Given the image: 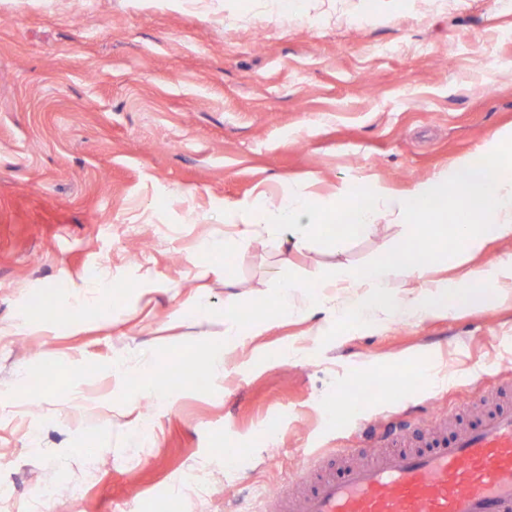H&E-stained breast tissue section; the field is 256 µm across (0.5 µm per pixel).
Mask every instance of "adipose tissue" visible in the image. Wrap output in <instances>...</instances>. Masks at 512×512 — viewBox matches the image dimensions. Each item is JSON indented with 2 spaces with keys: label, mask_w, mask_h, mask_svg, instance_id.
Returning <instances> with one entry per match:
<instances>
[{
  "label": "adipose tissue",
  "mask_w": 512,
  "mask_h": 512,
  "mask_svg": "<svg viewBox=\"0 0 512 512\" xmlns=\"http://www.w3.org/2000/svg\"><path fill=\"white\" fill-rule=\"evenodd\" d=\"M425 267L409 261L379 259L364 266L337 265L333 273L311 285L293 278H281L274 295L276 313L288 318L324 306L336 289L349 288L352 300L339 314L348 321L362 320L367 311H380L393 318L416 319L457 309L461 303L478 298L470 280L430 282ZM302 305H295V296Z\"/></svg>",
  "instance_id": "1"
}]
</instances>
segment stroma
<instances>
[{
    "label": "stroma",
    "instance_id": "stroma-1",
    "mask_svg": "<svg viewBox=\"0 0 512 512\" xmlns=\"http://www.w3.org/2000/svg\"><path fill=\"white\" fill-rule=\"evenodd\" d=\"M282 2L0 0V390L14 395L0 484L13 512H158L170 496L177 512H265L308 458L359 444L358 414L407 424L416 442L512 377V295L354 325L267 306L279 277L312 282L388 252L408 232L397 216L330 247L256 233L229 283L195 266L239 232L237 209L289 186L406 195L512 131V0ZM503 261L512 239L431 277ZM96 282L111 283V309L68 325L63 308ZM229 318L266 328L216 367ZM430 361L438 381L340 424L323 412L336 392ZM146 363L206 383L140 398Z\"/></svg>",
    "mask_w": 512,
    "mask_h": 512
}]
</instances>
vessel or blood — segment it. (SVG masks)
Returning a JSON list of instances; mask_svg holds the SVG:
<instances>
[{
    "mask_svg": "<svg viewBox=\"0 0 512 512\" xmlns=\"http://www.w3.org/2000/svg\"><path fill=\"white\" fill-rule=\"evenodd\" d=\"M479 401L489 411L431 442L407 445L394 424L367 431L371 461L364 447L313 457L301 495L281 489L276 512H512V380Z\"/></svg>",
    "mask_w": 512,
    "mask_h": 512,
    "instance_id": "1",
    "label": "vessel or blood"
}]
</instances>
